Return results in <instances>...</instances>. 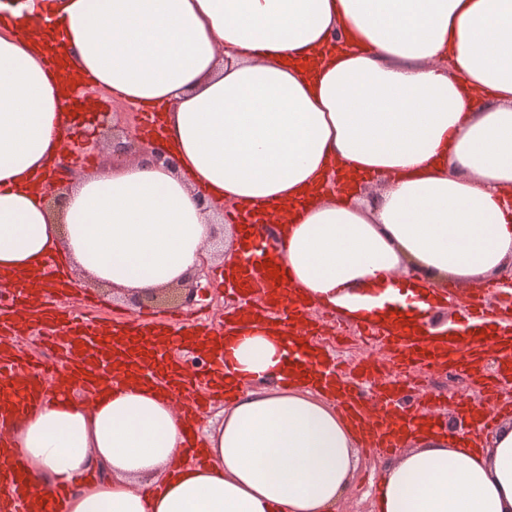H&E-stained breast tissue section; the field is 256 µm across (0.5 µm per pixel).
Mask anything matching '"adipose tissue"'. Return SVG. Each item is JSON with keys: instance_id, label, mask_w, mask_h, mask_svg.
I'll return each mask as SVG.
<instances>
[{"instance_id": "ef3b65f1", "label": "adipose tissue", "mask_w": 512, "mask_h": 512, "mask_svg": "<svg viewBox=\"0 0 512 512\" xmlns=\"http://www.w3.org/2000/svg\"><path fill=\"white\" fill-rule=\"evenodd\" d=\"M0 33V277L41 292L48 256L132 293L198 269L222 205L246 204L286 266L285 309L447 342L434 278L497 281L512 263V0H24ZM137 106H162L176 167L83 175L59 213L32 178L67 135L48 58ZM383 186L371 205L335 173ZM412 263L415 274L400 270ZM294 327L228 331L246 384L187 463L169 397L116 358L86 407L51 397L5 421L15 468L60 512H335L358 432L305 364ZM377 512H512V421L488 436L421 430L387 462ZM380 184L375 182H362L359 187L355 188L353 185H344L341 190L337 192L339 189V184L336 182V176L333 175L329 177L328 183L325 186V191L335 192L337 196H346L347 194H353L354 197H358L359 200H368L371 199L376 192L378 191V187Z\"/></svg>"}]
</instances>
